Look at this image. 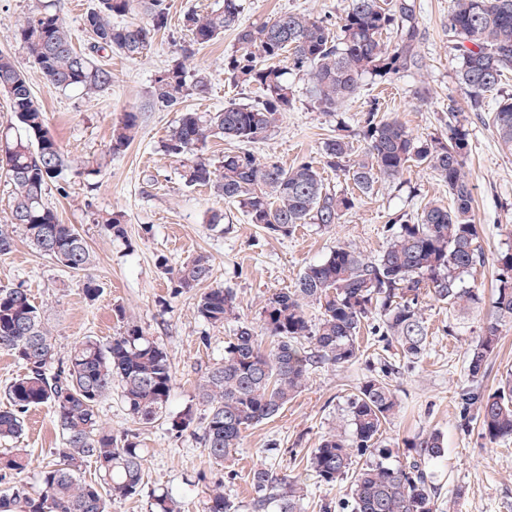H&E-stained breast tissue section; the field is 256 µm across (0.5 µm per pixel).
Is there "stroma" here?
Returning <instances> with one entry per match:
<instances>
[{"label": "stroma", "instance_id": "stroma-1", "mask_svg": "<svg viewBox=\"0 0 512 512\" xmlns=\"http://www.w3.org/2000/svg\"><path fill=\"white\" fill-rule=\"evenodd\" d=\"M167 3V29L138 58L117 53L104 57L103 65L112 71V85L90 99L76 89L56 88L29 63L16 38L15 23L35 7L36 0H0V52L15 56L26 72L64 153L102 163L89 181L65 170L58 187L49 188L46 196L61 223L73 225L84 238L93 257L89 274L72 272L40 255L18 231L11 251L0 253V287L28 290L54 334L57 359L66 358L71 346L83 337L105 342L133 323L167 352L175 374L167 415L153 423H134L116 394L99 406L117 440L129 439L147 450V477L140 493L115 504L112 512H148L150 496L157 489L172 491L181 512H204V492L218 480L223 481L224 495L237 512H253L250 474L259 467L301 484L303 512H322L326 505L339 512L346 499L345 485L320 481L307 468L306 458L324 435L342 424L355 387L366 377L380 374L387 362L393 365L388 381L400 404L382 436L384 446L393 451L391 464L407 461L409 442L439 432L445 452L429 463L438 512H512V440L491 443L482 439L462 400L469 388L491 392L512 374L510 321L502 326L500 345L484 378L470 379L465 355L494 313L497 260L512 250V154L501 150L486 118L469 111L458 85L459 58L448 42L452 0H416L423 33L419 50L426 61L421 72L385 81L365 78L359 96L335 115L317 109L304 77L293 76L294 109L284 113L275 130L250 149L259 158L284 166L319 158L324 141L336 136L340 126L357 132L367 101L376 97L381 98L386 117L398 119L417 137L447 134L448 110L456 108L468 133L466 168L486 257L475 274L464 278L466 286L482 293L479 311L460 325L447 304L426 299L423 313L429 343L414 361L363 333L366 352L359 361L341 368H313L302 391L276 416L248 429L233 456L221 461L207 457L201 430L176 432L171 418L188 405L196 417L204 416L197 402V382L223 356L234 325L207 326L196 313L194 293H175L169 274L158 265L159 257H167L169 266L176 267L196 254L209 255L210 286L231 290L242 320L255 323L266 300L294 287L306 266L322 261L344 244L368 256L378 255L386 245L389 217L415 215L430 202L447 203L448 188L430 169L414 166L401 182L380 181L369 193L359 195L355 208L338 224L326 229L302 224L288 234L271 235L209 189L186 186L181 158L161 150L179 115L149 108V91L158 72L190 41L191 34L183 25L185 14L222 6L223 0ZM348 4L349 0H243L241 21L255 26L293 11L336 23ZM235 45V34L228 31L220 41L197 50L196 61L210 78L211 92L204 99H187L185 109L213 111L231 99L254 102L252 89L233 86L224 75V55ZM422 87L429 91L424 102L416 97ZM130 111L141 115L139 134L124 153L109 156L112 126ZM105 211L123 213L126 240L111 239L94 224V214ZM214 213L224 217L221 228L215 230L208 224ZM88 275L100 286L99 296L92 301L82 292ZM61 443L52 408L32 410L18 439L10 444L0 441V453L14 446L22 449L28 461L22 476H0V492L20 480L36 484L41 467L52 460L54 448ZM459 487L464 490L460 497L455 494Z\"/></svg>", "mask_w": 512, "mask_h": 512}]
</instances>
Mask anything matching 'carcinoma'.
I'll return each instance as SVG.
<instances>
[{
	"label": "carcinoma",
	"instance_id": "cac0c4a2",
	"mask_svg": "<svg viewBox=\"0 0 512 512\" xmlns=\"http://www.w3.org/2000/svg\"><path fill=\"white\" fill-rule=\"evenodd\" d=\"M242 10L241 0H224L217 10L186 14L191 44L180 48L151 86V107L181 111L163 152L186 158V186L213 190L237 204L250 223L275 235H286L297 224L328 228L355 207L354 194L325 184L327 168L365 193L380 179H400L412 163L424 165L448 186L450 205L430 203L409 219L389 218L386 246L375 257L350 245L334 248L325 260L304 269L295 288L268 298L258 328L239 321L231 291L212 287L196 295V313L207 324L238 322L224 342V357L209 367L197 387L198 400L207 410L202 443L215 460L232 456L247 429L272 418L294 398L313 367H342L359 360L360 333L366 327L382 339H394L403 357L417 359L428 344L422 313L426 298L448 304L459 318L473 313L482 300L479 289L463 280L484 264V254L477 246L479 225L465 170L468 142L461 126L450 127L446 139L414 137L398 120L379 116L382 103L374 98L360 118L356 136L365 147L356 156L349 136L341 134L325 142L321 159H303L289 167L262 161L246 149L229 152L218 163L197 154L213 136L241 143L266 138L294 106L289 80L294 72L307 78L320 111L338 112L358 94L365 76L422 70L415 0H350L335 27L299 12L281 13L261 26H243ZM138 15L147 22H120ZM167 24L166 0H97L84 18L93 52L127 58L142 54ZM15 27L33 66L55 87L79 88L93 98L112 86L111 70L74 50L55 0H43ZM227 30L235 32L236 47L224 55V75L237 86L258 87L262 96L252 104L232 100L214 112L180 110L186 98L204 97L210 88L206 71L194 63V46L214 43ZM386 34L392 35L394 45L386 43ZM448 42L459 52L458 81L470 111H491L499 145L512 154V96L500 98L492 109L485 101V93L512 68V0H454ZM0 95L24 131L0 140V168L13 196L9 216L0 222V252L11 249L13 234L21 229L43 255L84 273L83 293L92 301L100 288L87 274L92 257L86 242L45 201L49 183L61 177L68 161L46 126L26 74L3 52ZM139 127V113H124L113 126L109 154L126 151ZM96 223L109 236L126 238L122 214H100ZM500 263L495 314L466 349L468 374L474 379L486 373L500 343L502 322L512 320V253ZM169 274L175 292L194 291L211 279V259L200 253ZM311 305L321 311L316 323L307 315ZM260 331L272 338L271 348H262ZM0 349L10 352L22 368L5 391L9 406L0 410V439L18 437L27 413L43 405L54 409L62 434L58 459L40 472L38 487L21 482L0 494V512H112L113 504L136 496L145 481L144 449L129 439L118 445L101 419L99 404L116 387L133 419L148 424L161 418L175 382L167 353L129 324L106 343L90 337L78 341L54 369L53 334L22 288H0ZM392 371L386 364L381 376L356 388L347 403L350 432L325 435L309 458L321 481L347 483L342 508L349 512H435L428 463L444 453L443 437L431 432L411 442L410 461L398 466L387 463L392 449L381 446L382 428L398 407L386 380ZM465 401L476 413L482 438L491 443L512 438L511 378L491 393L470 391ZM194 421V410L188 407L171 425L184 432ZM365 455L374 460L360 463ZM87 462L98 468L94 482L78 477ZM26 467L19 452L0 455V473L20 475ZM251 484L254 512H268L272 504L276 512H301V488L290 477L258 468ZM150 512H179L178 501L167 490L155 493ZM205 512H235L223 484L210 489Z\"/></svg>",
	"mask_w": 512,
	"mask_h": 512
}]
</instances>
